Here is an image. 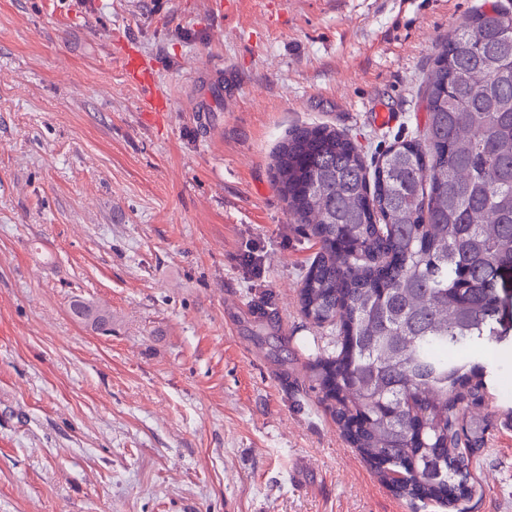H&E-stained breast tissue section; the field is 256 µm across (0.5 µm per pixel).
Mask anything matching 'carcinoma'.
<instances>
[{
	"label": "carcinoma",
	"instance_id": "1",
	"mask_svg": "<svg viewBox=\"0 0 512 512\" xmlns=\"http://www.w3.org/2000/svg\"><path fill=\"white\" fill-rule=\"evenodd\" d=\"M427 122L375 164L329 125L292 129L274 177L319 243L300 312L336 332L308 359L344 440L398 498L464 512L500 380L512 271V10H476L437 49ZM75 313L112 331V312Z\"/></svg>",
	"mask_w": 512,
	"mask_h": 512
}]
</instances>
